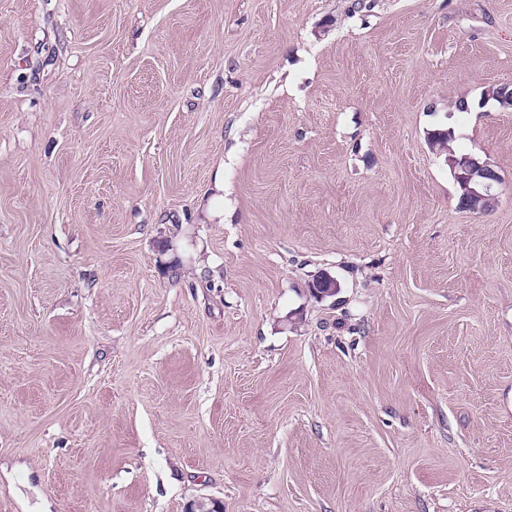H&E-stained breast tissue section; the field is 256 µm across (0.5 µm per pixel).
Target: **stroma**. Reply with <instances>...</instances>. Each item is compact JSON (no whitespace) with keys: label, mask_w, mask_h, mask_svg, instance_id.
<instances>
[{"label":"stroma","mask_w":512,"mask_h":512,"mask_svg":"<svg viewBox=\"0 0 512 512\" xmlns=\"http://www.w3.org/2000/svg\"><path fill=\"white\" fill-rule=\"evenodd\" d=\"M510 83L512 0H0V512H512ZM449 156L452 159L456 158L453 154ZM487 167H489L487 164H481L476 158L469 155L456 158L451 163V169L456 178L464 179L466 182L474 181L478 186V189L470 190L469 210L472 213L485 211L486 201L494 198L495 184L498 183V180L494 178Z\"/></svg>","instance_id":"35a3bbf8"}]
</instances>
